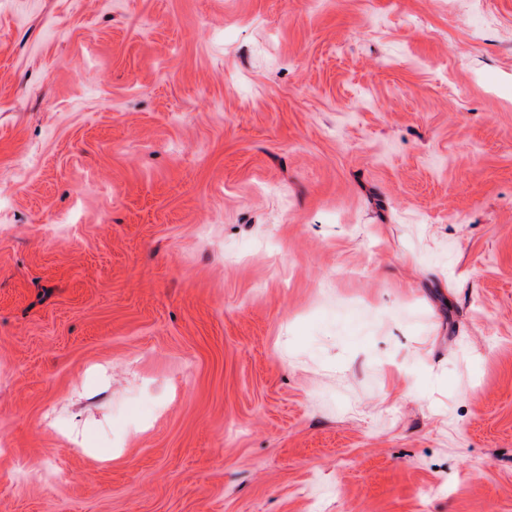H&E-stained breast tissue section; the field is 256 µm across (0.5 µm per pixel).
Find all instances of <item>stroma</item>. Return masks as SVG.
I'll use <instances>...</instances> for the list:
<instances>
[{"label": "stroma", "instance_id": "1", "mask_svg": "<svg viewBox=\"0 0 512 512\" xmlns=\"http://www.w3.org/2000/svg\"><path fill=\"white\" fill-rule=\"evenodd\" d=\"M0 188V512H512V0H0Z\"/></svg>", "mask_w": 512, "mask_h": 512}]
</instances>
